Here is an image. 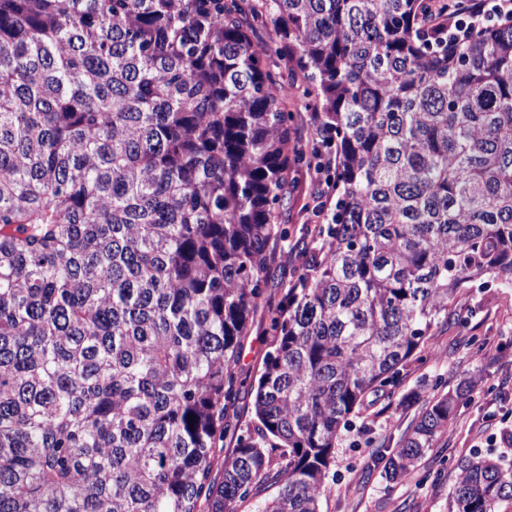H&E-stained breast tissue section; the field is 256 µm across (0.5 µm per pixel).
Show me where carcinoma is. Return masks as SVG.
I'll return each instance as SVG.
<instances>
[{
  "label": "carcinoma",
  "mask_w": 512,
  "mask_h": 512,
  "mask_svg": "<svg viewBox=\"0 0 512 512\" xmlns=\"http://www.w3.org/2000/svg\"><path fill=\"white\" fill-rule=\"evenodd\" d=\"M465 3L0 0V512H321L365 395L471 283L512 288V9ZM270 53L306 74L308 141ZM324 150L320 244L282 263L291 173ZM468 388L429 401L386 478ZM458 469L448 512H512V464ZM266 308H261L254 316L250 331L245 341L243 356L238 365V372L246 378L247 385L256 376L262 365L263 356L268 347L269 336L266 332Z\"/></svg>",
  "instance_id": "obj_1"
}]
</instances>
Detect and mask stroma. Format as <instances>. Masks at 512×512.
Returning a JSON list of instances; mask_svg holds the SVG:
<instances>
[{
    "mask_svg": "<svg viewBox=\"0 0 512 512\" xmlns=\"http://www.w3.org/2000/svg\"><path fill=\"white\" fill-rule=\"evenodd\" d=\"M267 63L286 73L291 89L285 100L300 137H307V108L301 96L302 72L287 59ZM457 316L434 330L433 349L406 364L393 397L367 395L335 448L322 512H448V493L458 474L457 464L479 444L512 430V288L490 282L468 289L458 299ZM265 311L250 325L238 370L253 379L268 347ZM475 384L457 406L447 432L418 463L415 476L388 481L376 460L395 448L436 395V381L455 388L460 380Z\"/></svg>",
    "mask_w": 512,
    "mask_h": 512,
    "instance_id": "35a3bbf8",
    "label": "stroma"
}]
</instances>
